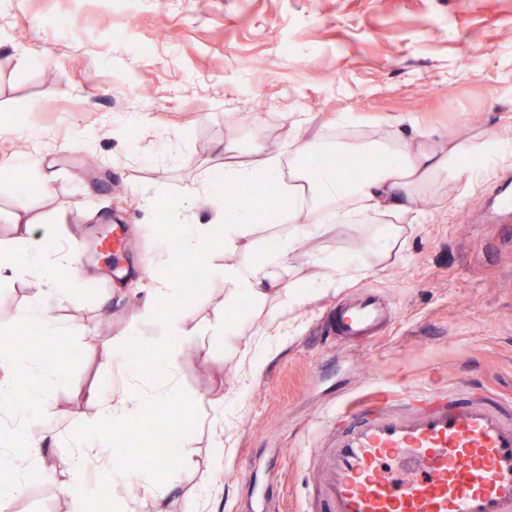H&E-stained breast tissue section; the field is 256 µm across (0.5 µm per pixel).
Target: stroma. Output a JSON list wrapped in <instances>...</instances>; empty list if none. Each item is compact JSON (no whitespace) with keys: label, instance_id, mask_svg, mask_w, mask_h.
Returning <instances> with one entry per match:
<instances>
[{"label":"stroma","instance_id":"1","mask_svg":"<svg viewBox=\"0 0 512 512\" xmlns=\"http://www.w3.org/2000/svg\"><path fill=\"white\" fill-rule=\"evenodd\" d=\"M341 112L364 116L368 138L408 136L411 117L443 135L499 131L512 113V0H0V157L19 173L0 181V240L15 234L9 212L25 208L77 249L82 280L52 314L95 338L43 341L64 373L31 405L52 437L11 512H69L57 472L99 414L89 390L122 383L130 342L169 333L166 303L140 315L160 278L147 265L166 244L156 230L208 223L217 203L177 216L170 201L223 172L225 143L250 162L256 143L283 150L302 115L335 138ZM509 178L512 168L474 189L448 181L422 201L426 224L406 230L374 276L284 304L275 322L284 342L243 397L237 358L209 335L224 315L214 276L224 250L195 259L208 286L181 304L201 335L178 356L172 396L192 411L193 448L169 512L205 485L204 512H239L267 484L280 512H297L293 493L308 480L297 451L323 429L337 393L466 381L512 397V216L496 208ZM108 232L134 244L112 274L96 246ZM368 234L331 229L305 242L294 266L315 250L360 254ZM361 287L378 289L395 320L371 343L336 349L322 322ZM35 294L28 278L0 280V337L23 343L18 312ZM219 396L234 401L221 424L210 409ZM220 442L229 453L216 472Z\"/></svg>","mask_w":512,"mask_h":512}]
</instances>
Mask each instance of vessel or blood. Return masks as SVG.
I'll use <instances>...</instances> for the list:
<instances>
[{
  "instance_id": "vessel-or-blood-1",
  "label": "vessel or blood",
  "mask_w": 512,
  "mask_h": 512,
  "mask_svg": "<svg viewBox=\"0 0 512 512\" xmlns=\"http://www.w3.org/2000/svg\"><path fill=\"white\" fill-rule=\"evenodd\" d=\"M392 320L363 288L325 325L342 344ZM308 467L306 505L328 512H512V401L466 383L365 395L337 408Z\"/></svg>"
}]
</instances>
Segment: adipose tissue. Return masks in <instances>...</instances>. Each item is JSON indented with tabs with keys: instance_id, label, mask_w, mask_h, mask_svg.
Here are the masks:
<instances>
[{
	"instance_id": "1",
	"label": "adipose tissue",
	"mask_w": 512,
	"mask_h": 512,
	"mask_svg": "<svg viewBox=\"0 0 512 512\" xmlns=\"http://www.w3.org/2000/svg\"><path fill=\"white\" fill-rule=\"evenodd\" d=\"M502 127V132L495 135L468 130L446 137L418 126L407 139L393 135L360 140L340 137L332 141L316 134L306 139L294 135L287 142L294 171L286 181L281 178L279 154L256 145V161L225 166L224 181L238 187L258 181L279 185L284 199L268 222L287 225V232L277 236L254 263H236L234 255L248 246L256 232L255 218L250 211L242 210L230 219L225 209L219 208L212 223L182 225L176 251L163 253L160 259L170 263L179 256L204 255L211 251L214 240H222L225 260L220 275L224 302L229 306L243 297L258 305L284 299L302 303L335 279L372 277L376 273L373 256L389 255L405 225L425 223L421 200L434 194L448 178L462 176L473 186L498 169L512 167V115L504 117ZM325 151L356 156L380 154L385 161L356 180L334 168L321 171L306 166L308 156ZM11 222L16 236L13 241L0 242V274L30 276L39 290L33 304L22 310L23 322L35 325L46 336L78 334L77 326L61 324L50 313L51 305L64 293L57 273L62 267L75 266L73 251L58 245L55 237L47 234L27 211L12 213ZM368 223L378 224L379 229L365 242L364 256L314 254L309 263L316 267V275L303 281L288 279L291 258L301 241L320 237L337 225ZM215 330L225 350L238 355L244 379H255L262 361L252 350L272 349L271 331L252 340L243 336L240 322L228 317L217 322ZM20 373L28 375L32 389L37 391L59 380L63 369L54 365L49 356L38 358L14 351L0 354V405L12 411L9 419L0 421V434L6 437L0 445V463L10 461L15 445H23L26 450L21 468L0 477V512H9L12 502L23 494L24 474L39 463L48 439L35 416L16 400L15 378ZM171 392L167 384L136 394L122 388L102 400L98 420L89 426L88 436L78 440L60 472V484L73 512H86L88 497L83 476L89 469L101 466L95 454L97 441L111 438L113 429L130 425L132 415L145 406L165 402ZM120 480L150 496L155 512H166L167 496L180 485L182 472L170 471L162 484L155 481L148 468L121 475Z\"/></svg>"
}]
</instances>
